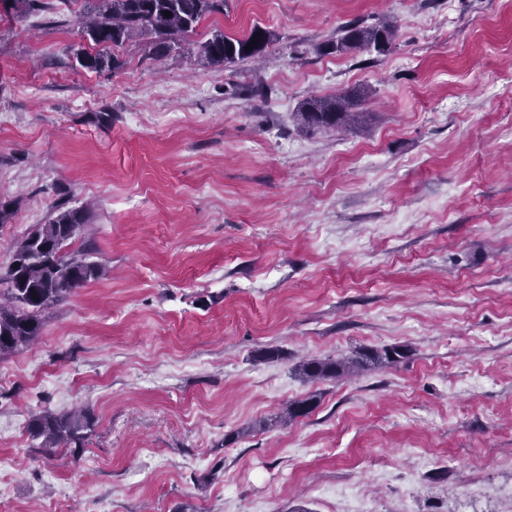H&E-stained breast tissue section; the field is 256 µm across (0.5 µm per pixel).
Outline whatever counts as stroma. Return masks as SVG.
<instances>
[{
  "instance_id": "35a3bbf8",
  "label": "stroma",
  "mask_w": 512,
  "mask_h": 512,
  "mask_svg": "<svg viewBox=\"0 0 512 512\" xmlns=\"http://www.w3.org/2000/svg\"><path fill=\"white\" fill-rule=\"evenodd\" d=\"M82 8L0 4V275L66 199L107 270L0 358V512H512V0H230L191 41L262 27L258 60L105 73ZM353 21L390 50L328 52ZM345 89L347 129L299 124ZM79 409L42 453L33 417ZM406 351L399 346L382 350L368 349L350 359L314 358L304 362L301 373L306 380L337 379L358 369L378 365H394L406 358ZM92 426V418L85 413H45L33 419L31 431L43 439L41 448L52 453L55 448L83 447L85 431Z\"/></svg>"
}]
</instances>
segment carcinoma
<instances>
[{"label":"carcinoma","mask_w":512,"mask_h":512,"mask_svg":"<svg viewBox=\"0 0 512 512\" xmlns=\"http://www.w3.org/2000/svg\"><path fill=\"white\" fill-rule=\"evenodd\" d=\"M227 6L228 0H84L81 32L92 43V50L77 51L76 61L89 71L116 70L121 62L110 49L136 37L148 40L152 58L160 60L183 51L199 25L211 15L224 13ZM167 11L171 16H164ZM255 38L258 44L245 50ZM393 38L394 30L387 23L372 26L352 22L339 29L329 50L339 54L350 50L384 54ZM273 41L272 32L255 27L242 39L217 32L196 50L206 63L226 66L262 55ZM352 106L351 94L343 92L307 100L296 116L307 129L338 131L355 117ZM89 221L86 207L60 202L48 223L36 225L18 241L10 268L0 277V357L41 335L44 310L67 301L76 289L103 277V266L89 259L90 249L80 255L66 251ZM404 358L406 351L393 346L369 349L350 359H310L300 370L311 381L337 379L370 366L394 365ZM92 426V418L84 413H45L33 419L31 431L42 439L41 448L51 453L56 448L83 447L86 430Z\"/></svg>","instance_id":"carcinoma-1"}]
</instances>
